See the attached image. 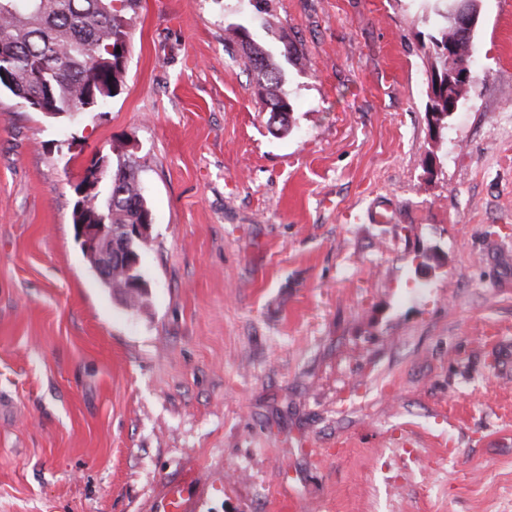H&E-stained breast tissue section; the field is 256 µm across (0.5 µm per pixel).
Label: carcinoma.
Wrapping results in <instances>:
<instances>
[{
	"label": "carcinoma",
	"instance_id": "1",
	"mask_svg": "<svg viewBox=\"0 0 512 512\" xmlns=\"http://www.w3.org/2000/svg\"><path fill=\"white\" fill-rule=\"evenodd\" d=\"M140 0H0V90L20 101L39 99L42 111L57 118L85 114V93L92 85L111 80V66L97 58H112L108 48L113 37H129L126 11H135ZM438 15L442 24L431 37L437 46L453 41L460 46V57L471 64L475 53V30L461 33L455 26L461 9L478 10L479 0H441ZM224 45H238L247 57L248 68L256 74L257 94L265 106L274 105L269 120L279 126L289 124L293 111L289 99L279 91L280 78L268 49L253 39L249 30L238 25L229 29ZM50 57L54 67L43 70L40 62ZM89 207L103 210L112 224H141L148 212L146 199L133 162L119 160L109 165L100 189L88 200ZM125 269L115 268L112 280L102 285L122 296L131 309L139 307L143 292L126 288Z\"/></svg>",
	"mask_w": 512,
	"mask_h": 512
}]
</instances>
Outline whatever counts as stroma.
Listing matches in <instances>:
<instances>
[{"mask_svg": "<svg viewBox=\"0 0 512 512\" xmlns=\"http://www.w3.org/2000/svg\"><path fill=\"white\" fill-rule=\"evenodd\" d=\"M479 5L437 143L436 0H140L97 112L0 94V512H512V14ZM99 153L154 218L136 310L75 235ZM226 31H229L231 36L224 38V45L230 49L234 45L240 46L246 54L248 68L256 74L257 94L269 109V120L281 127L288 125L289 129V116L293 108L289 99L279 91L280 78L272 62L270 51L257 43L249 30L242 25L228 28ZM270 105L277 106L283 111L274 112L269 108ZM154 512H191V503L186 498L184 487L180 484L170 485L162 497L155 505Z\"/></svg>", "mask_w": 512, "mask_h": 512, "instance_id": "1", "label": "stroma"}]
</instances>
